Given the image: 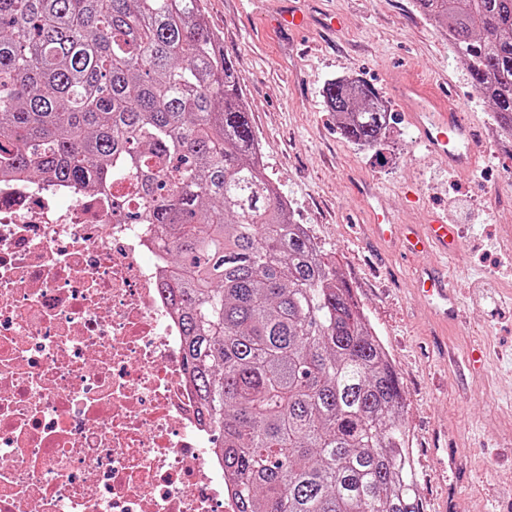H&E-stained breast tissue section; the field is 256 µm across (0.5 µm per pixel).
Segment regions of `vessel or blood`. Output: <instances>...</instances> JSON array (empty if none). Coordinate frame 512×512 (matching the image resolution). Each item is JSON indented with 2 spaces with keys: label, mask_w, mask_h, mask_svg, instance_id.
Here are the masks:
<instances>
[{
  "label": "vessel or blood",
  "mask_w": 512,
  "mask_h": 512,
  "mask_svg": "<svg viewBox=\"0 0 512 512\" xmlns=\"http://www.w3.org/2000/svg\"><path fill=\"white\" fill-rule=\"evenodd\" d=\"M401 105L417 131V140L428 154L449 171L463 173L472 167L477 136L458 104L434 96L427 85L405 81L397 90ZM376 237L394 246L408 257H420L431 250L456 253L461 245L457 225L447 216L433 215L427 223L399 227L388 216L374 226ZM416 291L435 313L448 318L459 314L460 299L456 287L442 271L430 268L417 281Z\"/></svg>",
  "instance_id": "1"
}]
</instances>
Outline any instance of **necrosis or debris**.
<instances>
[{
    "instance_id": "obj_1",
    "label": "necrosis or debris",
    "mask_w": 512,
    "mask_h": 512,
    "mask_svg": "<svg viewBox=\"0 0 512 512\" xmlns=\"http://www.w3.org/2000/svg\"><path fill=\"white\" fill-rule=\"evenodd\" d=\"M154 224L0 176V512H236Z\"/></svg>"
}]
</instances>
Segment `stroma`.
Masks as SVG:
<instances>
[{
  "instance_id": "1",
  "label": "stroma",
  "mask_w": 512,
  "mask_h": 512,
  "mask_svg": "<svg viewBox=\"0 0 512 512\" xmlns=\"http://www.w3.org/2000/svg\"><path fill=\"white\" fill-rule=\"evenodd\" d=\"M211 31L243 78V100L269 176L297 223L352 286L399 375L424 512H512V157L481 139L473 169L438 168L392 96L406 75L445 85L478 130L491 110L447 39L412 0H204ZM294 7L309 27L275 29ZM339 32L322 30L326 14ZM360 79L395 113L380 149L341 134L324 86ZM378 187L373 203L361 182ZM422 223L444 209L462 231L459 252L407 259L375 240L373 214ZM447 268L460 315L445 323L413 296L424 268Z\"/></svg>"
}]
</instances>
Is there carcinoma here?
Listing matches in <instances>:
<instances>
[{"instance_id":"cac0c4a2","label":"carcinoma","mask_w":512,"mask_h":512,"mask_svg":"<svg viewBox=\"0 0 512 512\" xmlns=\"http://www.w3.org/2000/svg\"><path fill=\"white\" fill-rule=\"evenodd\" d=\"M512 138V0H414ZM243 78L203 0H0V173L111 188L175 263L200 415L237 512H424L388 351L266 176ZM344 138L382 142L368 83L332 80Z\"/></svg>"}]
</instances>
